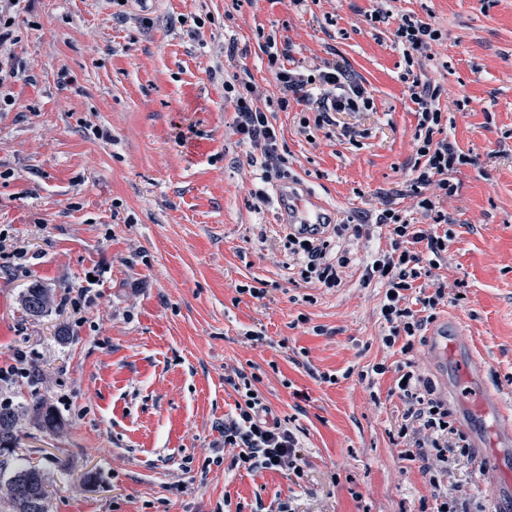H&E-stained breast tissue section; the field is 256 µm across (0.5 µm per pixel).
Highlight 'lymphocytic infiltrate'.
I'll list each match as a JSON object with an SVG mask.
<instances>
[{
	"label": "lymphocytic infiltrate",
	"mask_w": 512,
	"mask_h": 512,
	"mask_svg": "<svg viewBox=\"0 0 512 512\" xmlns=\"http://www.w3.org/2000/svg\"><path fill=\"white\" fill-rule=\"evenodd\" d=\"M406 58L423 54L440 32L432 23L409 16L401 17L395 32ZM275 38H268V66L274 69L280 96L278 106L304 101L309 77L280 66V51ZM321 87L318 122L333 124L337 112H363L373 106L366 89L355 75L339 65L320 69ZM257 87L249 80L232 74L224 79V101L236 114L235 131L241 143L251 147L248 164L260 165L263 181L285 176V158L279 150L277 131L267 110L257 104ZM412 99L418 106L417 159L407 191L418 195V209L432 212L434 201L423 196L424 188L433 186L448 195L456 190L452 173L470 159L455 141L443 137L439 91L420 79L412 81ZM378 227L387 231V249L371 252L364 264L362 280L382 289L379 315L387 327L382 341L386 347H399L405 360L397 369L393 392L405 409L398 423L397 436L404 446V456L416 462L432 488L431 512H488L484 502L470 503L448 490V476L461 464L470 462L472 453L467 436L458 430L447 404L436 395L431 382L415 370L409 359L415 341L436 318L438 306L455 303L457 294L447 283L435 281L432 294L412 297L417 279L431 277L448 257V235L439 234L436 225L417 224L413 219L386 208L377 217ZM368 234L364 224H326L317 236L305 239L287 234L285 248L288 263L305 274L307 282L324 288L340 287L339 271L353 262L349 248L352 241ZM227 382L239 395L237 414L224 424V445L234 451L232 467L249 471L270 470L300 480L305 475L304 449L298 437L282 425L269 420L268 408L255 393V377L236 372Z\"/></svg>",
	"instance_id": "obj_1"
}]
</instances>
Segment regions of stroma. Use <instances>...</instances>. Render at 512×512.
Listing matches in <instances>:
<instances>
[{
	"mask_svg": "<svg viewBox=\"0 0 512 512\" xmlns=\"http://www.w3.org/2000/svg\"><path fill=\"white\" fill-rule=\"evenodd\" d=\"M116 10L18 5L19 69L0 88V368L26 355L0 383L18 412L9 467L40 469L47 512H420L431 489L401 457L391 390L404 357L382 343L379 290L356 265L332 289L287 267L277 184L245 159L224 76L257 85L291 180L338 224L387 207L432 223L400 189L417 158L412 79L439 88L445 131L472 162L436 199L453 231L436 278L463 282L465 298L434 325L462 335L487 389L512 402V0H130L122 23ZM403 15L441 33L412 63ZM271 35L291 68L349 70L372 110L330 126L313 100L280 110ZM34 283L51 296L39 317L22 305ZM430 343L417 338L412 359L465 428ZM381 362L385 375L359 380ZM237 371L296 428L303 480L231 468ZM36 398L57 429L39 427Z\"/></svg>",
	"mask_w": 512,
	"mask_h": 512,
	"instance_id": "obj_1",
	"label": "stroma"
}]
</instances>
